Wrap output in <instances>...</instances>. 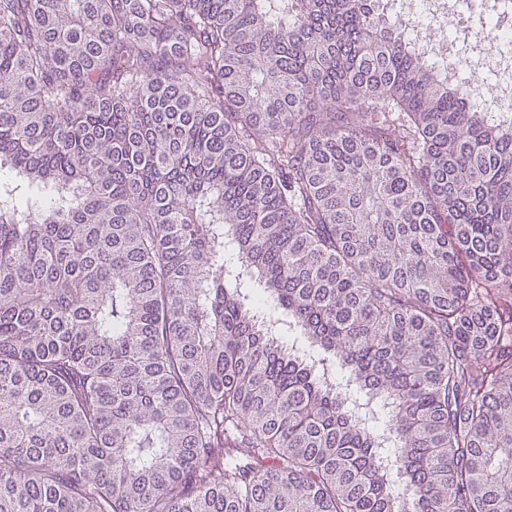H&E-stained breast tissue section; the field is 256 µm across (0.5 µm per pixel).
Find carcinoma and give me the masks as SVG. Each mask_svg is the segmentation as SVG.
I'll list each match as a JSON object with an SVG mask.
<instances>
[{"label":"carcinoma","mask_w":512,"mask_h":512,"mask_svg":"<svg viewBox=\"0 0 512 512\" xmlns=\"http://www.w3.org/2000/svg\"><path fill=\"white\" fill-rule=\"evenodd\" d=\"M381 0H0V512H512V121Z\"/></svg>","instance_id":"carcinoma-1"}]
</instances>
